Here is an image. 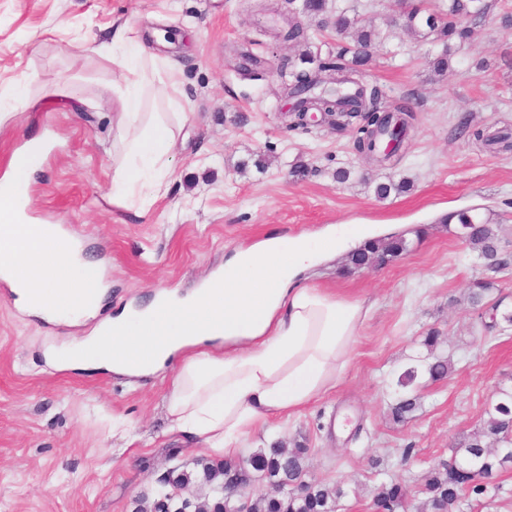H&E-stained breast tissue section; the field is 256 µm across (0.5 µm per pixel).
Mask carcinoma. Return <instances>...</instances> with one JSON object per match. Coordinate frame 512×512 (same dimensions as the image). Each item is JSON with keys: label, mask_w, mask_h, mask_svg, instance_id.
I'll return each instance as SVG.
<instances>
[{"label": "carcinoma", "mask_w": 512, "mask_h": 512, "mask_svg": "<svg viewBox=\"0 0 512 512\" xmlns=\"http://www.w3.org/2000/svg\"><path fill=\"white\" fill-rule=\"evenodd\" d=\"M299 13L315 19L321 26L329 25L336 33V50L322 51L306 37L300 25L292 26L284 40L304 47L299 63L288 62V92L300 102L299 111L311 103L310 92L315 89L318 75L336 73V84L353 85L358 93L344 98L340 93L323 95L320 103L327 112H338L340 118L350 122L359 119L361 136L356 140L357 149L374 152V135L367 134L365 126L381 130L395 127L398 120L412 123L416 116L408 104L403 103L390 114L383 105L384 93L362 81L363 70L377 48L379 33L375 28L357 27V20L333 4V0H291ZM486 6L482 0H448L433 12L421 13L414 9L408 13L405 30L417 42L430 39L446 41L457 38L470 39L472 30L467 19L483 14ZM448 218L460 225V237L466 245L478 252L486 270L499 272L507 266L501 257L497 234L478 208L456 211ZM407 249L401 236L370 241L363 248L351 253L347 269H378L387 266ZM493 289V282L475 283L467 294V302L480 307ZM417 406L416 397L401 396L392 408L397 421L404 420ZM308 448L297 443L284 448L278 442L268 451L252 455L245 463L233 461L202 462L201 472H169L165 486L157 499L163 501V512H182L186 505L183 495L194 493L197 512H227L228 503L221 494L232 479L247 488L253 473L259 472L268 479L270 491L257 497L246 496L243 507L247 512H336L338 500L343 496L340 488L330 489L320 482L304 479V459ZM512 464V388H502L497 399L485 408L479 428L460 441L453 449V457L439 462L424 477V482L413 491L404 484H383L373 496V508L383 512H396L400 506H409L412 493L426 497L427 512H463L469 497L480 498L498 490L499 473Z\"/></svg>", "instance_id": "carcinoma-1"}]
</instances>
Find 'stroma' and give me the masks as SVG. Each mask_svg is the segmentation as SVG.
Here are the masks:
<instances>
[{
	"label": "stroma",
	"mask_w": 512,
	"mask_h": 512,
	"mask_svg": "<svg viewBox=\"0 0 512 512\" xmlns=\"http://www.w3.org/2000/svg\"><path fill=\"white\" fill-rule=\"evenodd\" d=\"M486 2L472 38L446 45L410 39L399 19L433 0H338L381 33L367 80L384 90L385 107L406 101L416 113L399 157L379 164L358 153L352 132L290 129L279 67L298 48L278 36L292 17L288 0H273L269 12L259 0H0V182L13 157L44 138L40 168L25 186L27 215L79 239L102 259L109 285L95 316L50 323L19 309L0 279V512H135L171 470H195L207 453L168 433L165 382L74 370L45 351L89 335L157 289L197 287L234 249L274 233L392 224L409 248L380 271L344 273L339 255L302 274V283L372 309L335 389L252 431L240 459L278 439L305 442V478L341 487L337 512H373L380 484L420 486L477 429L499 388L512 386V327L481 330L492 304L512 311V28L502 23L512 0ZM123 25L177 71L164 94L146 91L144 111H164L169 94L188 114L167 189L140 214L112 202V114L120 109L112 82L120 71L93 50ZM443 53L448 73L438 81L430 61ZM249 55L259 67L246 65ZM24 98L39 109L22 111ZM465 118L499 144L459 136ZM299 163L306 177L294 176ZM339 168L349 170L347 183L333 179ZM402 176L413 180L411 191L375 196L377 183ZM470 207L490 219L509 261L491 276L480 310L465 296L485 271L444 221ZM432 329L441 340L430 348ZM438 358L451 359L453 371L434 380L423 367ZM412 365L421 369L419 406L397 422L396 380ZM116 415L135 426L137 442L113 434ZM344 415L360 435L337 428ZM115 448L123 456H112Z\"/></svg>",
	"instance_id": "1"
}]
</instances>
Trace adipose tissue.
<instances>
[{"label": "adipose tissue", "mask_w": 512, "mask_h": 512, "mask_svg": "<svg viewBox=\"0 0 512 512\" xmlns=\"http://www.w3.org/2000/svg\"><path fill=\"white\" fill-rule=\"evenodd\" d=\"M100 49L121 69L112 91L124 160L112 178V202L146 205L167 187L176 146L162 119L143 120L148 77L165 63L145 60L125 26ZM27 205L24 197H0V278L31 313L60 319L61 290L80 293L81 313L94 312L107 290L99 261L81 245L59 246L55 225L30 222ZM370 233L366 224L339 225L321 237H272L238 251L202 288L158 292L138 311L102 323L97 335L74 343L68 363L130 377L176 365L165 404L169 433L233 457L250 431L300 412L335 386L368 308L364 300L297 283L296 276Z\"/></svg>", "instance_id": "ef3b65f1"}]
</instances>
